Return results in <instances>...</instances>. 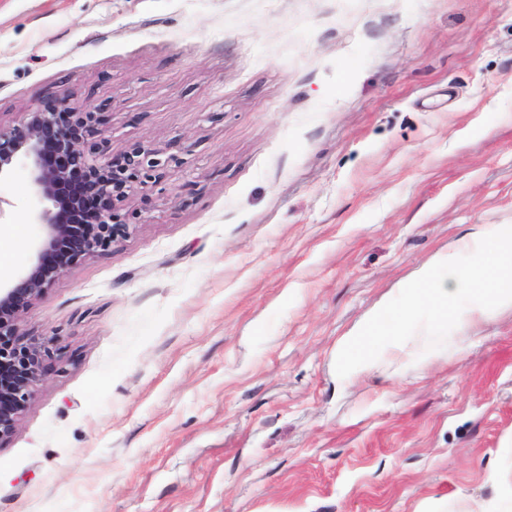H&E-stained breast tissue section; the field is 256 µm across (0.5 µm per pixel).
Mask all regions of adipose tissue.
Wrapping results in <instances>:
<instances>
[{"mask_svg":"<svg viewBox=\"0 0 512 512\" xmlns=\"http://www.w3.org/2000/svg\"><path fill=\"white\" fill-rule=\"evenodd\" d=\"M469 270H462L461 256ZM397 306L368 313L336 350V375L345 382L380 375L395 381L396 366L428 367L447 360L432 336L449 329L456 351L471 350L498 313L512 309V225H478L436 252L396 290Z\"/></svg>","mask_w":512,"mask_h":512,"instance_id":"adipose-tissue-1","label":"adipose tissue"}]
</instances>
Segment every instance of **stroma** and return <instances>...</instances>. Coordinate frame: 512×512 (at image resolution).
Here are the masks:
<instances>
[{
	"label": "stroma",
	"mask_w": 512,
	"mask_h": 512,
	"mask_svg": "<svg viewBox=\"0 0 512 512\" xmlns=\"http://www.w3.org/2000/svg\"><path fill=\"white\" fill-rule=\"evenodd\" d=\"M68 92L161 178L20 316L53 339L0 512H426L512 464V311L477 349L336 379V344L512 225V0H0V124ZM29 266L28 172L0 179Z\"/></svg>",
	"instance_id": "35a3bbf8"
}]
</instances>
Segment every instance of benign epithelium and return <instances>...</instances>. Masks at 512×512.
<instances>
[{
  "instance_id": "7a95c632",
  "label": "benign epithelium",
  "mask_w": 512,
  "mask_h": 512,
  "mask_svg": "<svg viewBox=\"0 0 512 512\" xmlns=\"http://www.w3.org/2000/svg\"><path fill=\"white\" fill-rule=\"evenodd\" d=\"M97 124V113L73 106L64 91L53 105L24 113L11 126H0V179L23 160L33 190L47 202L35 214L41 237L30 265L0 285V338L13 337V342L0 345V365L12 367L6 375L0 372V438L14 432L35 388L44 380L43 361L49 354V340L23 332L18 316L64 272L45 263L47 252L65 246L73 263L107 250L113 239L129 228L121 220L120 204L135 179L166 163L160 152L148 145L135 146L115 159L107 158L106 141L93 140ZM47 145L56 149L66 165L44 164L43 149ZM72 167L86 174L77 185L70 184ZM89 200L95 201V206L87 211L84 223H70L69 213Z\"/></svg>"
}]
</instances>
